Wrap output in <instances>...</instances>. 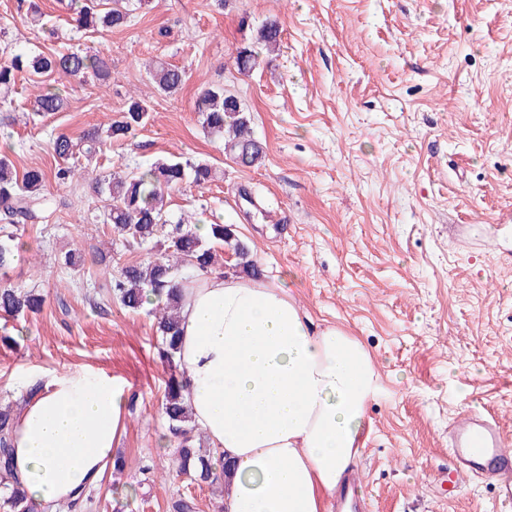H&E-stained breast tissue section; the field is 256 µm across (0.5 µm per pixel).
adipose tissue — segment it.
Returning a JSON list of instances; mask_svg holds the SVG:
<instances>
[{"mask_svg": "<svg viewBox=\"0 0 512 512\" xmlns=\"http://www.w3.org/2000/svg\"><path fill=\"white\" fill-rule=\"evenodd\" d=\"M177 358L192 420L223 453L225 512H329L381 394L371 352L314 328L285 288L199 272L181 288ZM15 474L39 503L98 487L125 428V388L91 370L31 376Z\"/></svg>", "mask_w": 512, "mask_h": 512, "instance_id": "adipose-tissue-1", "label": "adipose tissue"}]
</instances>
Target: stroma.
<instances>
[{"label": "stroma", "instance_id": "stroma-1", "mask_svg": "<svg viewBox=\"0 0 512 512\" xmlns=\"http://www.w3.org/2000/svg\"><path fill=\"white\" fill-rule=\"evenodd\" d=\"M37 2L55 37L0 0L18 48L100 49L112 75L66 82V110L42 119L19 74L0 106V149L17 172L53 171L56 135L119 118L129 96L149 106L144 126L85 175L46 183L67 205L27 226L5 276L46 306L26 322L0 317V334L17 338L0 344V404L21 406L30 374L83 369L121 379L131 398L114 449L123 473L55 512H173L181 499L224 512L221 490L167 478L170 371L153 316L116 303L103 315L89 301L122 265L156 254L114 242L93 177L170 155L215 170L207 188L171 191L170 213L230 225L262 280L285 283L315 325L341 326L372 352L382 393L355 465L364 512H512L493 486L448 484L453 419L492 413L512 442V0H148L127 27L101 33L77 30L57 0ZM269 21L279 50L239 74L237 52ZM152 61L183 67V88L157 91ZM208 86L240 98L266 145L260 165L237 164L204 134L195 103ZM70 249L82 256L73 270Z\"/></svg>", "mask_w": 512, "mask_h": 512}]
</instances>
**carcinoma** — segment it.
Instances as JSON below:
<instances>
[{
  "label": "carcinoma",
  "instance_id": "obj_1",
  "mask_svg": "<svg viewBox=\"0 0 512 512\" xmlns=\"http://www.w3.org/2000/svg\"><path fill=\"white\" fill-rule=\"evenodd\" d=\"M62 9L73 15L76 27L82 30L120 29L127 26L132 9L130 0H59ZM27 19L52 38L55 31L47 27L37 3L27 8ZM281 29L277 22L263 24L257 43L267 50L279 46ZM259 54L250 47L238 51L237 70L248 74L259 66ZM24 71L36 75L58 76L68 79L92 78L106 81L111 65L105 54L91 50H66L28 54L16 49L10 42L0 43V89L7 93L15 84L16 76ZM152 79L156 89L174 93L186 82V72L180 67L157 62ZM67 96L59 87L39 86L33 94V111L37 116H48L64 110ZM196 111L203 119V127L212 136L224 138V150L241 165L252 167L265 157V147L253 133L251 119L238 98L220 86L206 87L196 100ZM148 106L144 99L132 97L121 119L110 122L107 128L88 129L79 139L65 134L52 142L54 154L65 165L54 171V178L67 182L74 176V167L67 162L84 156L88 159L102 153L106 141L122 140L144 125ZM214 178L208 163L193 162L179 156L160 159L147 168L120 174L104 172L92 182L94 192L107 202L106 223L118 240L129 246H143L154 240L169 224L168 195L184 182L191 181L203 188ZM46 174L32 168L17 176L9 156L0 154V270L10 267L15 257L17 234L11 227L17 224H36L49 205L44 193ZM171 225V224H169ZM211 235L204 239L179 218L167 235V248L161 255L123 266L113 276L110 297L92 300L93 306L103 311L115 301L121 307L139 311L152 301L157 306L149 310L156 320V329L162 342V359L171 369H179L176 361L179 337L181 295L177 272L182 266L210 269L215 264L213 242H222L235 256V268L248 277H256L259 270L249 247L236 238L231 227L210 225ZM45 297L33 290H23L10 284H0V315L17 319L42 311ZM187 385L181 374L174 373L168 380L161 399V414L168 424L174 442L176 477L223 486L224 458L211 448L195 447V425L189 412ZM15 420L12 407L0 409V512H42L43 506L32 500L20 480L14 475L11 458V438Z\"/></svg>",
  "mask_w": 512,
  "mask_h": 512
}]
</instances>
